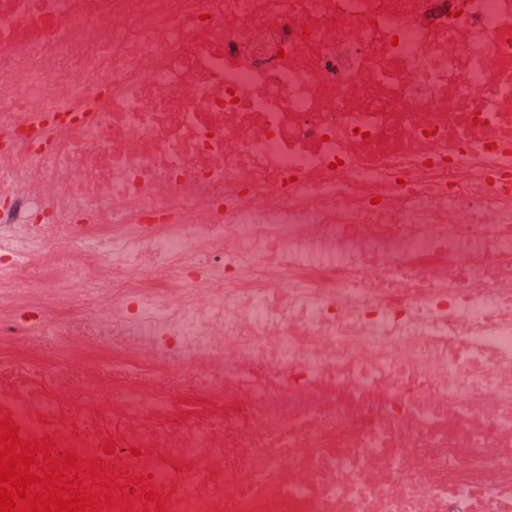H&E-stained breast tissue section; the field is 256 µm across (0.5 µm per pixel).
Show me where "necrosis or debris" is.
I'll return each mask as SVG.
<instances>
[{
	"label": "necrosis or debris",
	"instance_id": "obj_1",
	"mask_svg": "<svg viewBox=\"0 0 512 512\" xmlns=\"http://www.w3.org/2000/svg\"><path fill=\"white\" fill-rule=\"evenodd\" d=\"M7 416L169 512H512V0H0Z\"/></svg>",
	"mask_w": 512,
	"mask_h": 512
}]
</instances>
